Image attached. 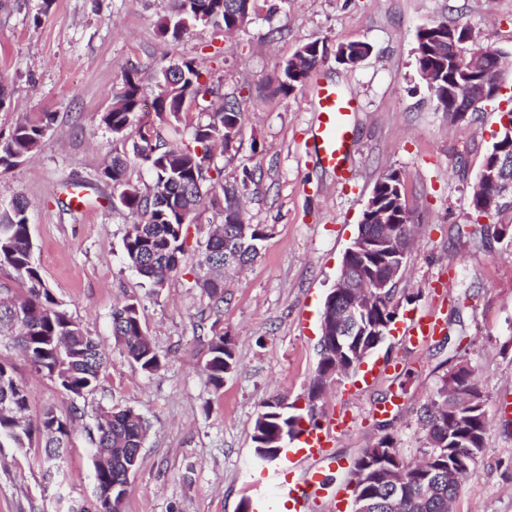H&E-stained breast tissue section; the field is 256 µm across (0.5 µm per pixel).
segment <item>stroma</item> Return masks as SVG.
I'll return each mask as SVG.
<instances>
[{
  "mask_svg": "<svg viewBox=\"0 0 512 512\" xmlns=\"http://www.w3.org/2000/svg\"><path fill=\"white\" fill-rule=\"evenodd\" d=\"M169 0H0V76L8 86L0 134L20 119L52 112L36 155L0 174V203L29 204L33 257L46 285L107 357L97 391L72 402L35 373L15 349L0 360L27 391V414L51 408L83 416L53 480L43 448H0V512H83L96 499L86 428L102 407L142 413L150 431L129 477L123 512H242L268 494L275 464L258 465L252 430L266 401L305 404L319 359L325 299L356 236L375 183L401 176L415 220L414 245L396 278L400 304L393 331L368 357L380 376L331 382L325 413L350 411L355 423L336 438L331 488L335 512H350L343 487L355 460L391 436L407 462L421 457L418 417L444 374L461 362L478 368L490 425L485 448L464 481L454 512H512V239L495 236L512 211L475 217L470 199L483 160L512 110V82L481 111L450 122L416 61L418 28L440 20L468 26L481 44L512 52V0H259L252 21L229 36L199 26L178 42L162 41L158 24ZM329 49L311 82L279 89L283 68L312 40ZM368 43L355 66L338 64V45ZM201 63L243 116L234 149L216 155L224 180L255 173L245 199L250 223L271 228L260 257L229 279L221 309L193 286L212 226L211 211L188 228L187 252L159 293L126 264L122 238L137 217L112 208L98 172L129 149L101 121L125 75L138 78L145 102L153 77L170 61ZM356 96L357 149L347 180H337L309 148L315 118L312 82ZM87 184L86 206L70 207L72 184ZM486 230L472 236V224ZM140 302L143 327L162 359L144 372L113 335L111 313ZM441 307V335L403 344L411 318ZM229 336L238 366L221 390L203 367L213 334Z\"/></svg>",
  "mask_w": 512,
  "mask_h": 512,
  "instance_id": "stroma-1",
  "label": "stroma"
}]
</instances>
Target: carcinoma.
Returning <instances> with one entry per match:
<instances>
[{"instance_id":"obj_1","label":"carcinoma","mask_w":512,"mask_h":512,"mask_svg":"<svg viewBox=\"0 0 512 512\" xmlns=\"http://www.w3.org/2000/svg\"><path fill=\"white\" fill-rule=\"evenodd\" d=\"M256 2L172 0L171 14L160 21L158 33L164 39L178 41L191 28L204 25L225 34L250 22ZM470 38L468 27L445 20L417 32L419 70L434 74L433 89L439 107L453 119L458 117L454 101L463 91V71L479 50ZM336 51L340 64L354 66L368 56L371 48L363 42H350L339 45ZM326 55L327 47L322 41L300 46L283 69L279 89L285 92L302 87ZM156 86L164 93L160 99L164 118L145 134L137 131L140 82L127 76L120 91L113 95L112 108L103 114L102 122L119 140L127 139L132 131L135 136L131 153L113 155L99 181L117 191L112 201L140 217L123 237L122 253L126 263L155 292L164 288L179 268L186 251V226L194 223L204 198H209V205L224 215V223L206 240L194 277L196 286L219 310L224 304V256H233L243 266L251 263L270 231L267 224H249L248 237L239 238V228L248 224L242 200L248 185L254 182L250 169L243 168L238 178L221 184L218 194L206 187L213 181L211 172L221 173L214 164L212 146L219 141L224 151L233 148L230 134L240 133L242 112L226 100L219 110L208 113L206 122L193 127L189 142L170 143L163 130L179 133L185 103L217 97L220 88L203 79V70L193 59L161 69ZM54 120L53 113L44 112L35 119L20 121L8 136L0 137V173L32 158ZM133 159L151 174V185L145 189L127 179ZM28 207L26 200L17 198L10 206L0 208V269L11 271V282H0V344L19 348L36 372L52 379L75 400L99 387L104 359L98 342L69 316L63 302L44 283L33 261ZM112 335L141 370L152 373L160 368L161 357L144 334L138 299L129 298L112 309ZM237 364L233 344L224 335L214 334L204 365L207 381L214 390L223 388L224 375L235 370ZM450 379L471 388H478L481 383L478 368L469 364L459 365L441 378L435 398L423 408L420 417L426 430V447L421 449L420 464L405 473L403 502L398 512H450L463 485L458 459L466 456L473 465L485 447V413L452 395L448 391ZM290 409L279 399L264 403L252 434L254 453L260 460L275 459L272 449L266 447V439L276 437L279 428L296 438L303 430L302 423L318 426L315 411L302 416ZM26 410L24 384L12 366L0 361V446L32 447L34 429L25 417ZM72 423L73 418L61 417L52 409L43 412L39 432L45 439L48 460L60 459L69 447ZM148 431L149 424L140 413L114 407L97 413L89 429L93 448L106 457V464L94 463L96 491L115 488L114 502L119 506L126 496L122 485L127 473L137 466ZM366 456L368 453H363L349 471L348 484L355 493L370 494L371 512H391L388 493L379 483H368L369 476L363 472Z\"/></svg>"}]
</instances>
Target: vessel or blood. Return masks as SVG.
I'll list each match as a JSON object with an SVG mask.
<instances>
[{"mask_svg": "<svg viewBox=\"0 0 512 512\" xmlns=\"http://www.w3.org/2000/svg\"><path fill=\"white\" fill-rule=\"evenodd\" d=\"M315 99L311 147L324 167L336 177H344L356 150L349 118L358 103L355 98L337 93L335 88L324 83L317 85ZM440 328L437 314L422 315L405 326L402 336L407 344L414 345L437 335ZM353 422L350 413H343L329 420L328 424L307 429L297 447L289 449L277 484L278 495L284 499L288 512H307L310 502L317 500L323 492L324 466L332 461L330 449L337 434L350 430Z\"/></svg>", "mask_w": 512, "mask_h": 512, "instance_id": "vessel-or-blood-1", "label": "vessel or blood"}]
</instances>
